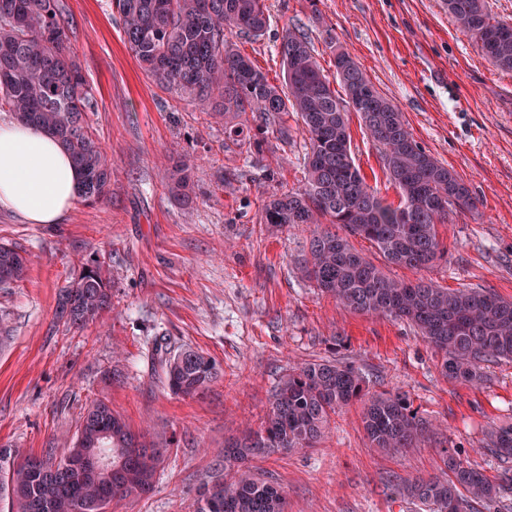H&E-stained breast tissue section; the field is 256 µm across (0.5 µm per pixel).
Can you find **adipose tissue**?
<instances>
[{"instance_id": "obj_1", "label": "adipose tissue", "mask_w": 512, "mask_h": 512, "mask_svg": "<svg viewBox=\"0 0 512 512\" xmlns=\"http://www.w3.org/2000/svg\"><path fill=\"white\" fill-rule=\"evenodd\" d=\"M79 172L59 141L22 122L0 124V209L60 224L78 201Z\"/></svg>"}]
</instances>
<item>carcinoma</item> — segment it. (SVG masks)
<instances>
[{
  "mask_svg": "<svg viewBox=\"0 0 512 512\" xmlns=\"http://www.w3.org/2000/svg\"><path fill=\"white\" fill-rule=\"evenodd\" d=\"M445 4L490 62L512 70L511 23L495 19L486 0ZM110 8L130 50L162 89L204 108L217 89L224 115L251 113L259 118V134L274 129L284 140L282 116H300L308 140L306 184L268 197L261 220L280 229L316 226L298 261L306 280L353 313L411 323L452 379L479 382L482 365L512 361V300L484 288L449 290L422 280H394L350 243L349 237H361L389 264L427 268L447 253L437 225L475 209L477 199L463 179L418 145L402 113L348 52L339 49L334 57L341 97L323 74L307 33L285 26L277 46L285 68L279 86L230 40L238 33L264 36L265 0H110ZM96 109L68 37L64 0H0V111L59 140L80 173L78 197L87 205L108 196L115 174L89 129L88 114ZM351 112L378 146L401 197L397 207L366 183L354 163ZM189 166L190 159H184L169 188L184 202ZM27 267L20 249L0 243L1 287L21 281ZM111 299L110 279L102 266H91L60 289L55 315L84 327L99 321ZM166 366L170 391L185 397L202 393L219 374L212 360L188 349ZM355 401L362 403L363 428L377 448H412L433 429L407 394L371 393L360 372L336 359L307 363L281 380L260 427H249L224 445V481L200 492L197 512H287L279 487L239 468L258 457L317 447L331 415ZM486 447L502 461L512 460V425L490 429ZM96 451L112 458V473L79 477L71 462ZM163 452L100 400L59 460L0 448V495H9L18 512H108L115 498L152 489ZM443 463L448 477L395 480L391 493L420 502L428 512H478L477 506L491 503L512 512V468L491 479L454 453H446Z\"/></svg>",
  "mask_w": 512,
  "mask_h": 512,
  "instance_id": "1",
  "label": "carcinoma"
}]
</instances>
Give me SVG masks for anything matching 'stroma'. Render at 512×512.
Here are the masks:
<instances>
[{
	"mask_svg": "<svg viewBox=\"0 0 512 512\" xmlns=\"http://www.w3.org/2000/svg\"><path fill=\"white\" fill-rule=\"evenodd\" d=\"M68 31L98 109L88 121L117 174L108 197L76 203L62 224H28L0 210V242L28 258L25 278L0 288V446L62 457L88 407L106 400L132 430L152 428L167 446L153 489L110 512H196L219 473L224 442L259 427L288 369L322 358L352 364L371 391L405 392L435 433L386 452L368 440L361 405L333 415L322 443L255 459L288 512H421L392 501L389 479L440 473L444 450L494 477L501 463L487 429L512 423V362L489 364L487 384L448 379L441 360L402 321L349 312L296 269L309 237L263 224L268 196L303 187L305 133L296 114L288 140L267 134L261 151L228 139L224 120L161 89L124 40L109 0H65ZM264 37L234 35L237 49L283 81L282 29L302 27L326 75L332 27L378 91L402 113L415 141L454 170L477 208L439 225L448 252L432 267L385 266L372 244L353 246L391 277L450 289L480 287L512 300V71L486 60L445 0H267ZM351 150L366 182L388 203L400 197L358 115ZM194 162L189 202L168 191L172 166ZM112 279V306L85 329L55 318L59 290L86 266ZM191 348L219 379L196 397L167 386L165 354Z\"/></svg>",
	"mask_w": 512,
	"mask_h": 512,
	"instance_id": "stroma-1",
	"label": "stroma"
}]
</instances>
